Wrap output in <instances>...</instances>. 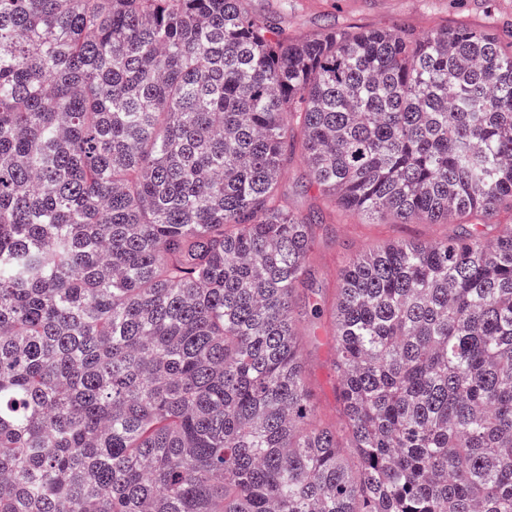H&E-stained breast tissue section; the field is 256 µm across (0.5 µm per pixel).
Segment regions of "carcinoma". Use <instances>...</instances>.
Listing matches in <instances>:
<instances>
[{
    "label": "carcinoma",
    "mask_w": 512,
    "mask_h": 512,
    "mask_svg": "<svg viewBox=\"0 0 512 512\" xmlns=\"http://www.w3.org/2000/svg\"><path fill=\"white\" fill-rule=\"evenodd\" d=\"M460 224L346 256L327 209ZM512 39L0 0V512H512ZM328 314L344 425L303 372ZM352 449L350 464L346 449ZM283 189L288 193L294 207L307 212L312 208L321 205L318 192L315 189H308V176L300 151L288 162L283 173ZM306 185V186H305ZM457 224H365L358 215L338 211L316 231L317 248L312 257L313 290L301 294L300 304L327 309L337 292V270L345 256L367 251L393 240L432 242L457 234Z\"/></svg>",
    "instance_id": "1"
}]
</instances>
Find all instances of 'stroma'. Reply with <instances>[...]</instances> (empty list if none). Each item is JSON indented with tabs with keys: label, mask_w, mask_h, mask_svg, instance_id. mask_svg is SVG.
<instances>
[{
	"label": "stroma",
	"mask_w": 512,
	"mask_h": 512,
	"mask_svg": "<svg viewBox=\"0 0 512 512\" xmlns=\"http://www.w3.org/2000/svg\"><path fill=\"white\" fill-rule=\"evenodd\" d=\"M250 0L251 10L276 20L289 34L304 38L329 25L359 30H404L417 36L444 28L467 26L492 28L502 36L512 35V0ZM283 188L294 207L302 212L319 206L316 190L307 186L308 176L301 155H294L283 173ZM455 224H367L358 215L336 212L316 231L317 248L312 257L314 284L300 296L301 303L329 307L337 292V270L345 256L366 251L393 240L432 242L457 234ZM331 337L309 338L304 347L303 367L318 407L329 420L341 421Z\"/></svg>",
	"instance_id": "stroma-1"
}]
</instances>
